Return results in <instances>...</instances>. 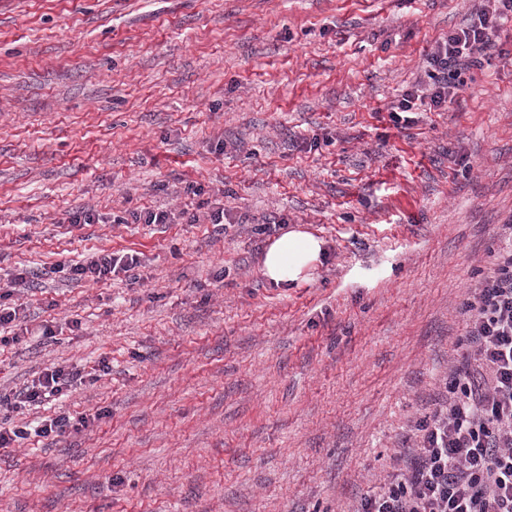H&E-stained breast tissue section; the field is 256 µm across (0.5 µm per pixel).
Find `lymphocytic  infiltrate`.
<instances>
[{"mask_svg": "<svg viewBox=\"0 0 512 512\" xmlns=\"http://www.w3.org/2000/svg\"><path fill=\"white\" fill-rule=\"evenodd\" d=\"M510 15L512 0H483L474 16L439 39L427 57L428 84L403 94L392 120L413 125L411 112L422 100L434 109L451 103L460 88L457 75L489 59L501 22ZM139 264L138 254L103 250L57 271L98 283L129 275ZM464 312L468 331L445 380V400L427 416L379 490L361 495L353 512H512V245L497 254L492 273L475 288ZM85 379L81 369L54 366L19 390L1 393L0 447L88 427L83 414L62 413L33 426H10L4 418L64 396Z\"/></svg>", "mask_w": 512, "mask_h": 512, "instance_id": "f902f5d3", "label": "lymphocytic infiltrate"}]
</instances>
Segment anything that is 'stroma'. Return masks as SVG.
I'll list each match as a JSON object with an SVG mask.
<instances>
[{"label": "stroma", "instance_id": "1", "mask_svg": "<svg viewBox=\"0 0 512 512\" xmlns=\"http://www.w3.org/2000/svg\"><path fill=\"white\" fill-rule=\"evenodd\" d=\"M479 5L0 0V279L40 274L0 391L110 367L12 412L93 421L0 448V512H350L383 482L512 239L511 20L453 104L390 118ZM192 184L230 224L129 223ZM274 215L325 239L314 281L262 275ZM102 249L139 283L50 277Z\"/></svg>", "mask_w": 512, "mask_h": 512}]
</instances>
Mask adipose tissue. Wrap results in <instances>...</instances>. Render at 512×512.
<instances>
[{"label": "adipose tissue", "instance_id": "1", "mask_svg": "<svg viewBox=\"0 0 512 512\" xmlns=\"http://www.w3.org/2000/svg\"><path fill=\"white\" fill-rule=\"evenodd\" d=\"M325 242L304 227H294L271 240L262 260L263 275L277 285L294 286L312 280Z\"/></svg>", "mask_w": 512, "mask_h": 512}]
</instances>
